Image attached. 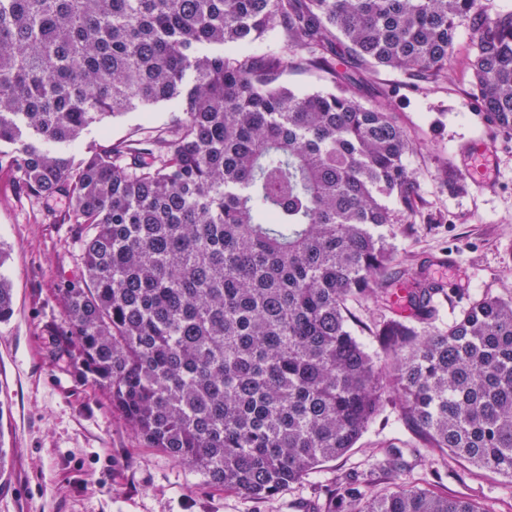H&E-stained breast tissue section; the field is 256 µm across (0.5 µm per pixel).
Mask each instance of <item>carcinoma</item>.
<instances>
[{
	"instance_id": "obj_1",
	"label": "carcinoma",
	"mask_w": 512,
	"mask_h": 512,
	"mask_svg": "<svg viewBox=\"0 0 512 512\" xmlns=\"http://www.w3.org/2000/svg\"><path fill=\"white\" fill-rule=\"evenodd\" d=\"M462 24L473 98L512 134V11L482 0H0V171L68 199L43 219L83 229L52 335L149 447L271 497L355 447L393 393L424 447L512 478V296L434 327L446 289L420 273L376 351L350 327L395 260L384 229L418 203L406 131L355 91L381 68L440 81ZM272 31L325 89L246 51ZM174 99L181 115L133 146L44 148ZM12 312L1 275L0 323ZM323 512L480 510L340 481Z\"/></svg>"
}]
</instances>
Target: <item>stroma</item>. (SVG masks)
<instances>
[{"label": "stroma", "mask_w": 512, "mask_h": 512, "mask_svg": "<svg viewBox=\"0 0 512 512\" xmlns=\"http://www.w3.org/2000/svg\"><path fill=\"white\" fill-rule=\"evenodd\" d=\"M473 41L471 29L461 26L437 87L413 88L405 72L393 69L379 70L359 87L363 101L390 105L412 142L405 163L417 178L419 203L409 223L392 228V285L410 289L421 271L444 282L455 300L441 303L443 323L482 295L512 293V140L493 137L475 107L468 67ZM270 50L287 60L283 79L290 88L322 89L319 72L299 64L284 43L269 38L252 48L257 55ZM176 116L169 103L149 114L126 113L90 127L70 152L134 142L142 128L165 126ZM476 142L493 147L492 185L455 188L452 180L463 176ZM81 246L79 225L43 221L37 205L0 173L6 255L0 273L14 301L10 321L0 324V438L10 449L0 512H313L336 481L381 492L396 478L474 501L482 512H512V479L427 453L391 394L354 448L272 498L248 499L205 484L183 463L146 447L93 377L77 369L74 353H55L48 329L62 320L57 286L77 273ZM350 309L355 335L376 347L393 305L369 297ZM394 448L401 456L393 475L380 464Z\"/></svg>", "instance_id": "1"}]
</instances>
